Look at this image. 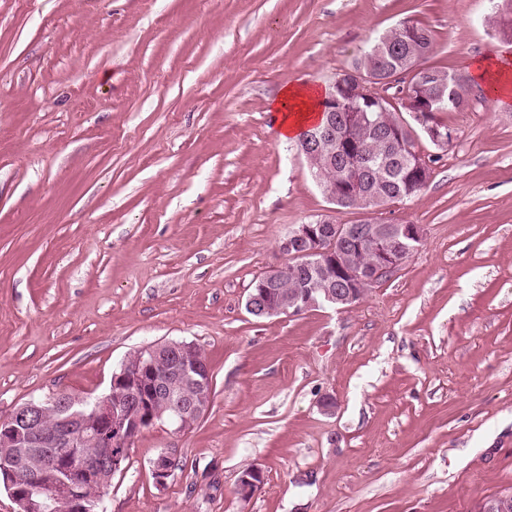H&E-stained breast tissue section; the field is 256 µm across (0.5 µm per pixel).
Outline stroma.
<instances>
[{
	"mask_svg": "<svg viewBox=\"0 0 512 512\" xmlns=\"http://www.w3.org/2000/svg\"><path fill=\"white\" fill-rule=\"evenodd\" d=\"M491 0H0V416L105 392L133 351L195 343L184 433L134 442L107 512H478L512 493V104L474 89L454 148L386 219L420 250L349 310L256 318L292 225L333 210L270 104L373 37L512 70ZM336 401L326 414L319 403ZM178 449L165 487L152 463ZM266 483L238 497L240 472Z\"/></svg>",
	"mask_w": 512,
	"mask_h": 512,
	"instance_id": "obj_1",
	"label": "stroma"
}]
</instances>
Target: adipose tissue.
<instances>
[{"label": "adipose tissue", "mask_w": 512, "mask_h": 512, "mask_svg": "<svg viewBox=\"0 0 512 512\" xmlns=\"http://www.w3.org/2000/svg\"><path fill=\"white\" fill-rule=\"evenodd\" d=\"M321 98L320 90L305 85H291L281 89L271 106L281 140L296 139L306 125L317 121Z\"/></svg>", "instance_id": "ef3b65f1"}]
</instances>
